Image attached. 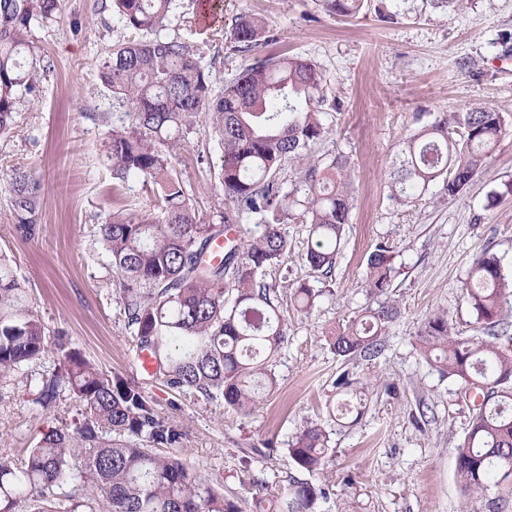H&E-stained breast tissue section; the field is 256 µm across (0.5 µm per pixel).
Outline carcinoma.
<instances>
[{"label": "carcinoma", "instance_id": "1", "mask_svg": "<svg viewBox=\"0 0 512 512\" xmlns=\"http://www.w3.org/2000/svg\"><path fill=\"white\" fill-rule=\"evenodd\" d=\"M330 14L351 16L362 0H321ZM62 0H0V136L10 133L20 99L37 91L38 67L26 66L32 27L55 18ZM180 0H112L123 39L97 64L101 84L112 94V111L128 126L112 129L106 148L112 178H140L161 198L156 212L118 209L98 228L116 273L121 314L138 349L154 357L158 373L184 397L224 400L249 415L277 386L275 361L288 325L275 303V285L265 273L291 249L285 225L308 226L305 260L327 278L344 242L351 208L348 162L327 166L311 159L329 132L325 79L301 57L279 54L249 63L216 88L203 48L163 33ZM231 49L249 51L270 41L265 21L243 14L225 35ZM210 116L221 149L224 197L236 210L257 218L261 232L249 239L226 236L220 224L200 220L187 191L172 173L173 151L194 129L200 113ZM505 133L501 113L468 107L444 113L403 141L393 173L395 197L415 200L434 185L458 196L484 166ZM304 160L299 186L288 192L277 174L290 160ZM11 208L20 237L38 233L43 206L40 182L21 168L11 182ZM224 242L217 263L204 259ZM397 274L394 255L378 244L366 260L365 288L388 294ZM323 291L307 282L293 289L297 307L311 312ZM512 296V276L485 252L473 259L462 298L483 335L461 337L444 313L421 321L419 350L460 392H473L456 469L463 496L487 489L496 475L512 477V350L497 345L512 323L502 314ZM399 314L384 301L368 308L331 337L330 349L350 361L376 358L380 336ZM47 327L19 281L12 260L0 254V377L22 373L34 386L32 403L53 411L67 393L82 404L80 417L49 428L26 455L0 459V512H243L180 459L155 452L182 437L159 417L141 387L108 378L63 330L54 334L57 362L33 373L47 348ZM337 406L361 413L365 392L348 375L335 383ZM329 434L311 424L288 442L296 468L323 470ZM325 492L294 482L283 505L264 512H313Z\"/></svg>", "mask_w": 512, "mask_h": 512}]
</instances>
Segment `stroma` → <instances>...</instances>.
I'll list each match as a JSON object with an SVG mask.
<instances>
[{"mask_svg":"<svg viewBox=\"0 0 512 512\" xmlns=\"http://www.w3.org/2000/svg\"><path fill=\"white\" fill-rule=\"evenodd\" d=\"M244 13L263 17L267 45L231 51L197 23L198 0H185L170 33L209 42L215 81L246 63L285 53L312 61L327 84L330 133L314 158L351 162L352 209L346 243L330 278L318 280L306 264L307 232L291 223L292 252L267 275L288 323V341L275 368L278 386L247 416L222 401L183 397L158 376L136 371L137 352L120 313L116 277L97 240L118 204L144 211L160 200L142 180L112 190L104 152L112 128L126 123L97 79L96 61L120 29L105 0H63L49 24L34 26L37 58L50 61L36 95L17 106L11 134L0 136V252L13 267L49 331L71 336L83 355L108 376L139 384L158 415L182 432L177 456L225 496L254 512L257 485L283 492L297 471L288 442L309 423L330 434L331 452L314 484L327 498L317 512H512V479L463 498L456 448L469 404L454 382L440 378L415 340L427 315L447 314L458 335L480 326L461 298L473 259L495 254L512 275V0H365L352 17L325 12L320 0H223L222 30ZM482 105L501 112L509 128L482 169L455 199L427 192L403 203L391 192V172L406 136L442 112ZM217 143L205 118L175 153L174 169L204 222L233 213L219 179ZM26 168L42 186L41 231L22 240L10 205V174ZM390 246L398 274L389 290L400 313L385 332L377 359L345 361L330 350L334 330L377 307L364 288L366 257ZM323 289L311 313L289 302L295 285ZM348 373L366 388L358 421L330 417L334 382ZM81 406L62 398L54 414L31 402L24 374L0 378V458H17L42 431L72 420Z\"/></svg>","mask_w":512,"mask_h":512,"instance_id":"stroma-1","label":"stroma"}]
</instances>
